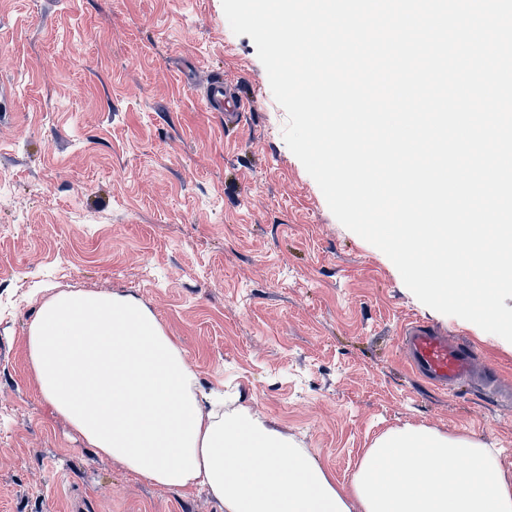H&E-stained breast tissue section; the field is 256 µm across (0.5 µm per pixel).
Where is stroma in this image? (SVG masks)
<instances>
[{
    "instance_id": "35a3bbf8",
    "label": "stroma",
    "mask_w": 512,
    "mask_h": 512,
    "mask_svg": "<svg viewBox=\"0 0 512 512\" xmlns=\"http://www.w3.org/2000/svg\"><path fill=\"white\" fill-rule=\"evenodd\" d=\"M217 72L248 101L230 132L202 105ZM286 120L222 0H0V512H221L88 448L42 398L28 327L62 291L142 299L225 411L339 483L405 427L512 470V404L421 384L397 337L415 319L466 337L505 388L512 343L422 304L331 213Z\"/></svg>"
}]
</instances>
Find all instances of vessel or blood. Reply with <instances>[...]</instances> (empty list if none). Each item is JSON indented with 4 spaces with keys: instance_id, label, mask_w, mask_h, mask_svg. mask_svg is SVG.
I'll list each match as a JSON object with an SVG mask.
<instances>
[{
    "instance_id": "obj_1",
    "label": "vessel or blood",
    "mask_w": 512,
    "mask_h": 512,
    "mask_svg": "<svg viewBox=\"0 0 512 512\" xmlns=\"http://www.w3.org/2000/svg\"><path fill=\"white\" fill-rule=\"evenodd\" d=\"M203 99L208 111L223 113L224 124L228 127L237 125L245 108L238 89L220 78L208 82ZM398 345L408 369L440 391L453 392L462 384L487 377L470 343L447 336L420 321L404 325Z\"/></svg>"
}]
</instances>
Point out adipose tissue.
I'll list each match as a JSON object with an SVG mask.
<instances>
[{
    "label": "adipose tissue",
    "instance_id": "obj_1",
    "mask_svg": "<svg viewBox=\"0 0 512 512\" xmlns=\"http://www.w3.org/2000/svg\"><path fill=\"white\" fill-rule=\"evenodd\" d=\"M27 340L42 396L84 442L145 480L207 487L224 512H512V474L492 449L423 428L383 434L350 487L337 485L248 408L224 412L135 296L60 293Z\"/></svg>",
    "mask_w": 512,
    "mask_h": 512
}]
</instances>
